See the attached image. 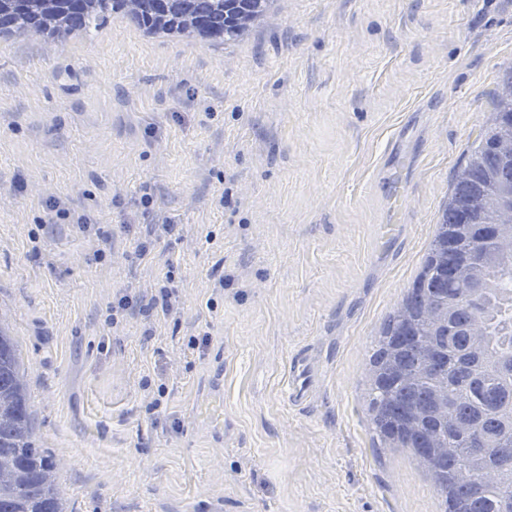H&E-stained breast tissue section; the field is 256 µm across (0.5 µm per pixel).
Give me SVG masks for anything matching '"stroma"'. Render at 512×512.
Returning <instances> with one entry per match:
<instances>
[{
  "label": "stroma",
  "mask_w": 512,
  "mask_h": 512,
  "mask_svg": "<svg viewBox=\"0 0 512 512\" xmlns=\"http://www.w3.org/2000/svg\"><path fill=\"white\" fill-rule=\"evenodd\" d=\"M511 67L512 0H277L221 46L0 37V328L67 512H440L366 364ZM165 284L169 314L118 309ZM309 377L304 367L297 366L292 374L287 375L284 393L287 401L303 402L309 396Z\"/></svg>",
  "instance_id": "35a3bbf8"
}]
</instances>
